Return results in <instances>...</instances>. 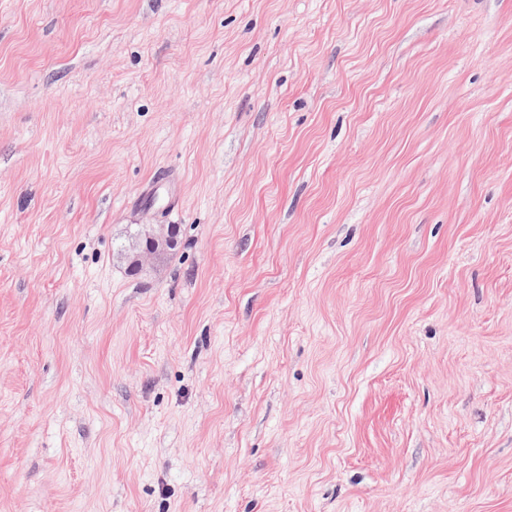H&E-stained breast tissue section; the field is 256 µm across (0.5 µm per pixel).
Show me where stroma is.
<instances>
[{"label":"stroma","mask_w":512,"mask_h":512,"mask_svg":"<svg viewBox=\"0 0 512 512\" xmlns=\"http://www.w3.org/2000/svg\"><path fill=\"white\" fill-rule=\"evenodd\" d=\"M0 512H512V0H0ZM164 226L161 224L157 228L145 230L144 242L130 261L131 270L137 271L144 264L157 261L164 253L177 245L176 228L173 225Z\"/></svg>","instance_id":"35a3bbf8"}]
</instances>
